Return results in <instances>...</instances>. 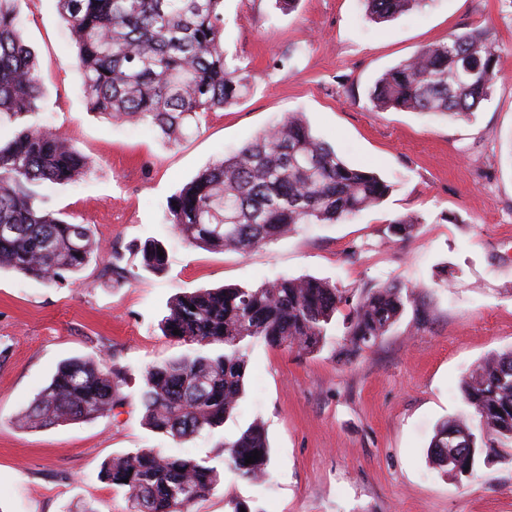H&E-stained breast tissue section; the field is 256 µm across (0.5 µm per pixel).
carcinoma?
<instances>
[{
	"label": "carcinoma",
	"mask_w": 512,
	"mask_h": 512,
	"mask_svg": "<svg viewBox=\"0 0 512 512\" xmlns=\"http://www.w3.org/2000/svg\"><path fill=\"white\" fill-rule=\"evenodd\" d=\"M366 17L384 23L422 7L425 0H364ZM77 48L91 109L110 120L157 130L175 145L200 116L236 103L250 89L246 68H229L224 54V0H58ZM479 69L483 77L467 69ZM490 31L453 32L385 71L369 92L377 112L406 111L457 120L474 116L497 81ZM41 76L22 39L15 0H0V125L15 126L0 139V271L50 284L84 285L79 273L100 244L89 225L73 224L45 208L39 188L76 185L89 164L57 130L23 120L38 109ZM392 185L349 165L290 113L278 126L204 169L173 197L168 221L190 247L247 253L303 224L343 223L382 204ZM422 218L390 222L395 236L411 234ZM159 243L140 247V266L161 272ZM412 291L389 282L352 299L327 278L278 276L256 288L198 289L176 296L161 320L191 354L148 367L139 393L147 428L162 438L186 440L231 418L245 394L246 350L263 342L312 354L341 331L337 356L346 361L374 347L402 319ZM349 307L342 321L336 314ZM123 367L97 357L59 364L17 418L41 429L91 420L124 404ZM466 419L441 422L430 441L432 463L461 475L492 448L512 449V350L475 365L462 381ZM469 437L448 462V434ZM258 452L252 464L245 459ZM269 444L253 422L224 444L216 463L161 448H139L109 459L101 476L126 489L128 512H192L224 478V470L257 483L267 476Z\"/></svg>",
	"instance_id": "cac0c4a2"
}]
</instances>
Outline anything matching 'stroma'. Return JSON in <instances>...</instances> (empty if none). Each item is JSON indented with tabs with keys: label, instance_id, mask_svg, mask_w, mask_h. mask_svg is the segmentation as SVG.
<instances>
[{
	"label": "stroma",
	"instance_id": "obj_1",
	"mask_svg": "<svg viewBox=\"0 0 512 512\" xmlns=\"http://www.w3.org/2000/svg\"><path fill=\"white\" fill-rule=\"evenodd\" d=\"M42 94L33 124L60 129L90 166L77 185L45 184L48 206L90 225L102 250L82 286L0 272V512H128L103 463L139 448L219 457L252 422L271 447L259 485L225 472L194 512H225L233 498L262 512H512V462L477 461L471 474L436 469L427 451L437 425L466 413L461 382L484 358L512 349V0H429L385 24L364 0H224V49L252 76L235 104L202 116L170 145L153 129L94 113L58 0H17ZM487 29L499 78L470 120L373 112L367 91L387 69L450 33ZM291 112L346 162L393 186L379 207L342 224H304L242 254L186 246L168 203L202 170ZM421 224L400 239L396 216ZM160 241L159 274L129 260L118 280L113 251ZM313 276L353 291L412 287L406 312L371 350L349 362L338 337L313 354L256 343L234 418L180 442L143 423L145 370L188 353L160 322L175 295L274 277ZM114 357L127 399L111 414L35 431L15 425L59 363Z\"/></svg>",
	"mask_w": 512,
	"mask_h": 512
}]
</instances>
